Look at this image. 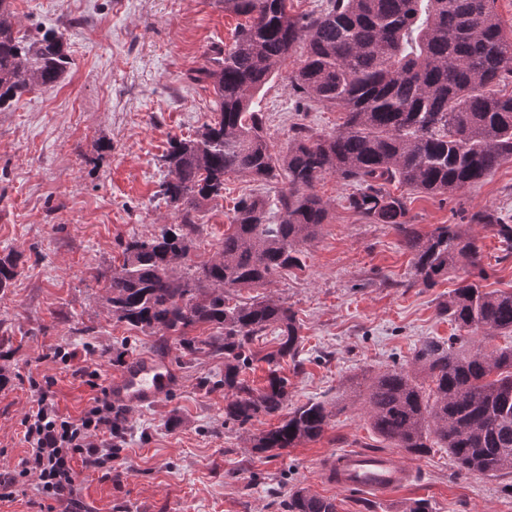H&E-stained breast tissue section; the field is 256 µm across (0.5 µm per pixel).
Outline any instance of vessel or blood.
I'll return each instance as SVG.
<instances>
[{
  "label": "vessel or blood",
  "instance_id": "obj_1",
  "mask_svg": "<svg viewBox=\"0 0 512 512\" xmlns=\"http://www.w3.org/2000/svg\"><path fill=\"white\" fill-rule=\"evenodd\" d=\"M175 383L167 361L143 356L130 361L109 382L107 390L111 400L134 410L159 405ZM321 469L328 482L338 488L371 492L384 498L407 485L412 477L410 468L393 451L346 449L325 458Z\"/></svg>",
  "mask_w": 512,
  "mask_h": 512
}]
</instances>
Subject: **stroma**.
Instances as JSON below:
<instances>
[{
    "instance_id": "1",
    "label": "stroma",
    "mask_w": 512,
    "mask_h": 512,
    "mask_svg": "<svg viewBox=\"0 0 512 512\" xmlns=\"http://www.w3.org/2000/svg\"><path fill=\"white\" fill-rule=\"evenodd\" d=\"M17 29L62 34L72 65L50 89H35L0 111V258H19L18 275L0 293V469L17 468L28 448L21 421L40 391L58 410L80 417L123 359H166L179 384L161 406L124 411L112 472L81 471L78 493L88 512H279L297 488L335 498L338 512H403L424 500L430 512H512V474L458 471L445 449L402 453L412 479L390 499L326 484L322 458L347 449L387 452L371 428L366 377L408 364L415 345L457 330L437 313L467 268L449 270L431 288L413 268L401 235L348 209L352 185L324 176L316 190L330 218L300 246L297 265L238 298H271L290 307L303 342L284 360L286 410L312 401L331 412L324 434L278 456L251 453L252 434L277 420L261 416L241 429L224 422V363L178 356L172 344L112 319L97 277L111 271L131 238L175 223L158 194L161 157L171 138L194 135L212 115V88L192 80L215 44L232 45L238 17L218 0H14ZM295 46L260 91L259 107L275 151L288 147L293 124L331 132L339 112L298 99L291 78L303 55ZM409 223L427 235L461 224L475 239L489 274L487 289H512V259L491 229L461 214L493 210L512 223V161L448 200L401 186ZM275 186L230 177L221 199L201 212L193 260L221 244L235 203L273 199Z\"/></svg>"
}]
</instances>
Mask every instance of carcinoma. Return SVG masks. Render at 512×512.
<instances>
[{
	"label": "carcinoma",
	"mask_w": 512,
	"mask_h": 512,
	"mask_svg": "<svg viewBox=\"0 0 512 512\" xmlns=\"http://www.w3.org/2000/svg\"><path fill=\"white\" fill-rule=\"evenodd\" d=\"M243 16L230 48L214 45L196 78L212 85L213 116L194 135L173 138L158 193L179 222L151 238L122 246L120 264L103 276V304L118 322L172 341L182 354L224 357V422L241 427L281 416L251 435L255 454L280 452L319 438L330 411L309 402L281 415L288 379L276 365L296 360L302 336L296 315L272 299L230 302L243 288L268 282L295 261L329 218L315 191L327 174L356 186L349 208L389 224L413 254L415 274L432 287L463 264L486 278L475 240L457 224L428 235L409 224L399 184L445 196L490 176L512 160V30L497 0H327L317 14L292 16L288 0H219ZM13 0H0V111L36 88H52L71 59L63 37L18 35ZM305 52L294 90L342 114L325 134L292 127L288 148L274 153L255 96L290 51ZM286 186L277 191L278 220L262 198L234 206L224 241L200 264L190 263L202 206L224 197L230 175ZM473 221L493 229L512 254V224L493 213ZM18 258H0V292L17 275ZM459 328L490 339L512 335V291L462 281L439 307ZM218 333L192 336L198 326ZM277 330L278 347L258 356L256 338ZM269 366L266 384L252 387L244 372L256 358ZM431 380L429 391L420 376ZM374 432L417 456L445 448L468 473H512V346L492 350L450 336L428 337L410 363L368 378L365 399ZM285 512H338L336 501L304 488Z\"/></svg>",
	"instance_id": "obj_1"
}]
</instances>
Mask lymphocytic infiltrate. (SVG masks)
Returning <instances> with one entry per match:
<instances>
[{
    "mask_svg": "<svg viewBox=\"0 0 512 512\" xmlns=\"http://www.w3.org/2000/svg\"><path fill=\"white\" fill-rule=\"evenodd\" d=\"M22 425L29 452L16 469L0 472V500L16 498L20 478L32 476L43 498L68 502L70 512H84L77 495L78 472L104 468L112 459L113 438L122 433L107 397H94L84 414L72 419L61 415L44 392Z\"/></svg>",
    "mask_w": 512,
    "mask_h": 512,
    "instance_id": "lymphocytic-infiltrate-1",
    "label": "lymphocytic infiltrate"
}]
</instances>
